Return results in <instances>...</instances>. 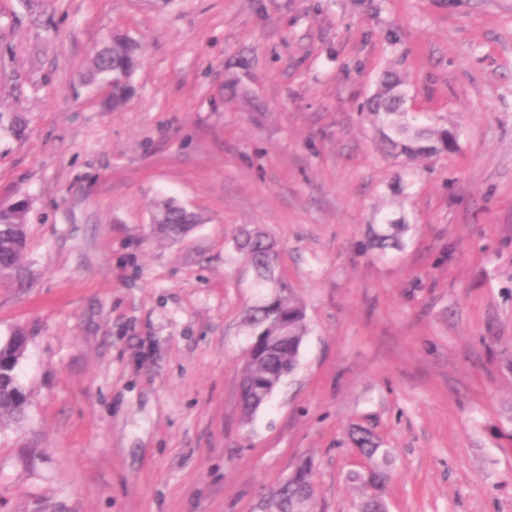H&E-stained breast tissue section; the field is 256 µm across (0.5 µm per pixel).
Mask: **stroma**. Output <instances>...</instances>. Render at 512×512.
I'll list each match as a JSON object with an SVG mask.
<instances>
[{
  "label": "stroma",
  "instance_id": "stroma-1",
  "mask_svg": "<svg viewBox=\"0 0 512 512\" xmlns=\"http://www.w3.org/2000/svg\"><path fill=\"white\" fill-rule=\"evenodd\" d=\"M140 41L129 96L86 74ZM448 154L381 152L385 70ZM30 204L0 340L29 417L0 426V512H269L305 461L356 512L351 425L388 451V512H512V0H0V204ZM172 199L204 222L159 238ZM404 216L379 253L372 224ZM303 301L296 370L249 424L245 317ZM237 248L257 273V287L274 281L278 252L275 244L258 232L244 231L237 237Z\"/></svg>",
  "mask_w": 512,
  "mask_h": 512
}]
</instances>
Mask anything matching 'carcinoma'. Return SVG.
Here are the masks:
<instances>
[{"label": "carcinoma", "mask_w": 512, "mask_h": 512, "mask_svg": "<svg viewBox=\"0 0 512 512\" xmlns=\"http://www.w3.org/2000/svg\"><path fill=\"white\" fill-rule=\"evenodd\" d=\"M138 44L123 35L112 37L110 44L98 50L92 59V75L103 80L130 74L136 63ZM405 93L402 78L393 71L384 74L376 92L369 97L365 108L377 127L379 139L386 152L393 157L420 161L451 152L456 146L454 134L430 124L412 123L399 103ZM156 224L161 234L180 236L201 219L187 212L175 200L158 205ZM28 213L20 208H0V281H10L23 269L26 252V224ZM408 225L404 220L384 217L372 225V246L386 250L401 246ZM237 248L257 273V287L274 281L278 252L275 244L258 232L244 231L237 237ZM255 351L244 356L239 382V400L242 421L248 423L270 398L271 388L282 381L298 365L300 348L308 326L304 306L291 294H278L256 306L246 318ZM26 336L18 330L0 341V371L6 378L0 381V423L20 419L25 415L26 399L19 380L12 378L23 356ZM356 448L366 465L349 475V481L358 490V512H384L385 486L389 480L390 458L367 429L351 428ZM314 493V472L302 465L276 490L278 512H310L308 504Z\"/></svg>", "instance_id": "cac0c4a2"}]
</instances>
